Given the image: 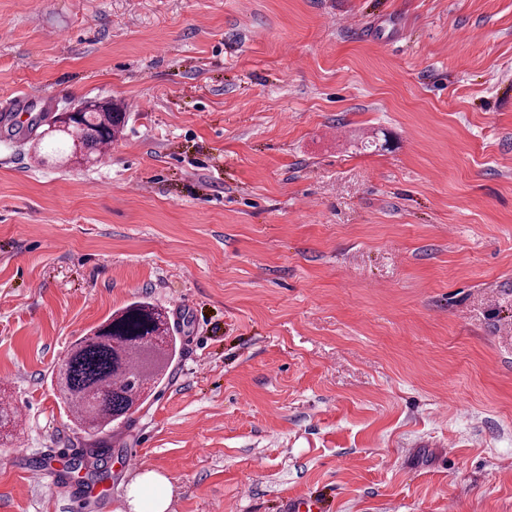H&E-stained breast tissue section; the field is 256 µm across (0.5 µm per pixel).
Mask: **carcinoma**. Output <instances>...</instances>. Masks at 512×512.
Returning a JSON list of instances; mask_svg holds the SVG:
<instances>
[{
    "label": "carcinoma",
    "instance_id": "cac0c4a2",
    "mask_svg": "<svg viewBox=\"0 0 512 512\" xmlns=\"http://www.w3.org/2000/svg\"><path fill=\"white\" fill-rule=\"evenodd\" d=\"M124 123L125 113L105 100L68 116L48 137L53 144L72 140L70 150H56L58 159L70 160L78 147L90 153L112 143ZM175 349L166 313L145 301L131 302L74 343L56 374L60 398L80 429L103 434L145 403Z\"/></svg>",
    "mask_w": 512,
    "mask_h": 512
}]
</instances>
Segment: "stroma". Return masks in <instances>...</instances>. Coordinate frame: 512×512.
<instances>
[{
    "label": "stroma",
    "instance_id": "obj_1",
    "mask_svg": "<svg viewBox=\"0 0 512 512\" xmlns=\"http://www.w3.org/2000/svg\"><path fill=\"white\" fill-rule=\"evenodd\" d=\"M132 301L176 355L78 474L52 374ZM1 397L0 512H512V0H0ZM93 105L94 107L87 112H79L78 108L66 110L65 112H76L77 114L67 117L63 129L45 134V137L46 135L50 137L52 144L67 139L72 140L69 152L55 149L58 160H71L77 147L81 151L86 149L91 154L92 150L112 143L117 137L120 129L124 126L126 112H120L111 100Z\"/></svg>",
    "mask_w": 512,
    "mask_h": 512
}]
</instances>
